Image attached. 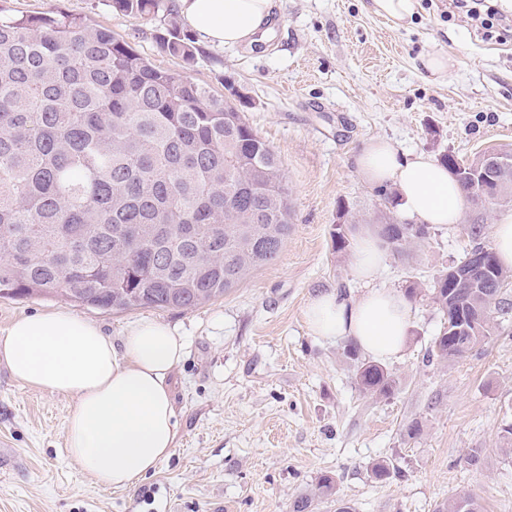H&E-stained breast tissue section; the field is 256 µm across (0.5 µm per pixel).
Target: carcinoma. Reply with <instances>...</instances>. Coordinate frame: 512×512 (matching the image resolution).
<instances>
[{
  "mask_svg": "<svg viewBox=\"0 0 512 512\" xmlns=\"http://www.w3.org/2000/svg\"><path fill=\"white\" fill-rule=\"evenodd\" d=\"M125 14L163 17L160 37L184 62L194 41L173 0H112ZM231 101L156 67L111 30L70 13L0 15V298L45 296L112 312L189 310L224 296L275 260L290 230L288 184L275 152ZM401 252L426 225L384 224ZM453 333L431 353L453 362L493 334L512 305L501 292L448 276L429 289ZM360 390L394 380L357 366ZM336 495L318 479L292 512ZM437 512H481L464 493Z\"/></svg>",
  "mask_w": 512,
  "mask_h": 512,
  "instance_id": "carcinoma-1",
  "label": "carcinoma"
}]
</instances>
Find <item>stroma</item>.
I'll list each match as a JSON object with an SVG mask.
<instances>
[{"instance_id": "stroma-1", "label": "stroma", "mask_w": 512, "mask_h": 512, "mask_svg": "<svg viewBox=\"0 0 512 512\" xmlns=\"http://www.w3.org/2000/svg\"><path fill=\"white\" fill-rule=\"evenodd\" d=\"M276 3L262 43L219 47L199 38L187 65L160 44L163 21L124 14L111 0H0L8 15L80 14L156 66L216 91L234 82L249 98V123L281 161L292 207L278 258L191 310L112 313L58 298H0V335L16 318L64 307L116 342L146 317L177 326L186 341L168 378L175 447L127 491L100 486L70 461L65 422L74 399L21 385L0 361V512H212L217 502L226 512H290L324 475L338 498L314 512H336L340 500L355 512H435L462 492L482 512H512V458L502 451L512 425V314L466 357L431 361L444 318L424 295L470 248L466 226H492L512 201L468 205L461 223L387 251L378 284L421 291L410 300L408 345L385 364L395 381L389 396L364 394L345 340L311 336L304 320L317 291L362 293L350 267L359 230L404 220L392 191L357 171L367 140L463 162L512 148V41L449 15L448 0H419L403 26L375 14L372 0ZM432 51L450 57L447 80L422 67ZM340 223L341 247L333 238ZM412 423L420 428L413 438ZM379 461L390 471L382 481L372 474Z\"/></svg>"}]
</instances>
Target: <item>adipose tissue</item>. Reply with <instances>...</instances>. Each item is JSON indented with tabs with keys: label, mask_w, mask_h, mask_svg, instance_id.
I'll use <instances>...</instances> for the list:
<instances>
[{
	"label": "adipose tissue",
	"mask_w": 512,
	"mask_h": 512,
	"mask_svg": "<svg viewBox=\"0 0 512 512\" xmlns=\"http://www.w3.org/2000/svg\"><path fill=\"white\" fill-rule=\"evenodd\" d=\"M184 23L212 45H250L267 32L275 0H177ZM363 180L390 185L397 209L416 221L459 223L467 204L459 183L432 156L400 153L390 140L366 142L357 157ZM386 249L376 232L354 240L353 277L361 296L336 290L313 296L304 312L312 335L347 338L378 361L397 358L410 327V305L392 288L372 282ZM179 330L154 318L130 325L113 345L93 321L65 309L15 319L0 336V359L24 386L74 398L65 423L70 455L81 472L115 490H129L153 472L175 446L168 376L184 355Z\"/></svg>",
	"instance_id": "1"
}]
</instances>
